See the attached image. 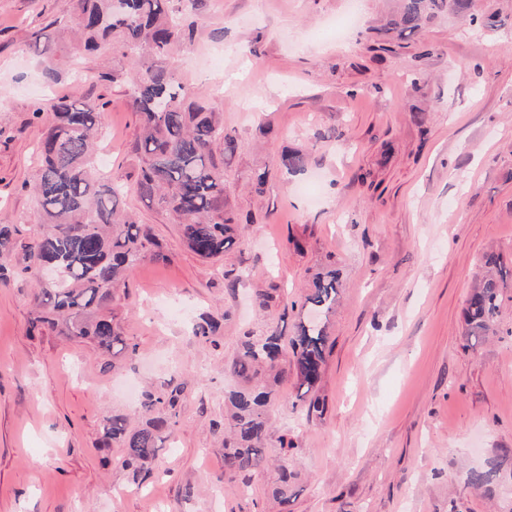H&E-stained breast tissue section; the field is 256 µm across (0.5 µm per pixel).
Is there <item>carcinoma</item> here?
Instances as JSON below:
<instances>
[{
    "label": "carcinoma",
    "instance_id": "carcinoma-1",
    "mask_svg": "<svg viewBox=\"0 0 512 512\" xmlns=\"http://www.w3.org/2000/svg\"><path fill=\"white\" fill-rule=\"evenodd\" d=\"M197 0H73V49L97 51L108 45L124 56L147 54L132 74L101 73L104 81L123 80L141 124L132 153L140 172L136 191L148 207L155 206L181 225L186 247L212 261L241 241L242 227L227 210L224 166L237 155L238 138L224 128L221 113L201 103H186L183 86L170 62L174 47L194 41L184 25L187 7ZM471 0H402L386 32L399 36L421 30L448 8L470 9ZM104 104L83 96L46 100L35 115L48 110L53 121L38 151L39 177L31 187L37 204L35 221L45 231L28 248L26 270L38 281L32 324L57 329L65 336L89 339L117 356L130 349L114 326L110 305L127 273L147 258L168 255L129 212L120 207L125 195L121 179L100 175L96 168L94 135ZM308 154L288 151L281 165L289 174L305 171ZM500 278L491 273L472 289L465 311V336L479 341L492 332L498 309ZM338 276L329 271L313 278L303 305L328 313L336 305ZM283 313L296 302L270 291H258L260 310L276 302ZM219 322L200 316L192 326L196 337L216 334ZM328 336L325 325L300 324L285 337L270 327L260 334L247 331L224 371L238 386L224 393V476L243 484L269 466L265 443L270 434L269 408L285 379L282 363L291 361L292 374L306 416L320 411L308 398L321 379ZM182 389L147 393L142 408L151 418L134 428L125 415H114L104 428L103 446L125 449L118 463L148 478L157 459L162 435L171 432ZM279 476L268 488L277 512H289L295 495V474L288 455L293 441L280 437Z\"/></svg>",
    "mask_w": 512,
    "mask_h": 512
}]
</instances>
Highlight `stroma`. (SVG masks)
Here are the masks:
<instances>
[{
  "label": "stroma",
  "instance_id": "35a3bbf8",
  "mask_svg": "<svg viewBox=\"0 0 512 512\" xmlns=\"http://www.w3.org/2000/svg\"><path fill=\"white\" fill-rule=\"evenodd\" d=\"M396 0H359L346 38L331 29L348 0H200L191 50H175L188 99L223 112L240 143L224 170L240 244L207 263L179 225L129 192L125 209L168 261L145 260L112 299L135 354L32 329L36 290L23 268L41 234L31 185L52 113L38 101L80 91L102 100L105 171L135 183L139 132L124 83L132 58L74 52L70 0H0V512H275L267 488L224 477V364L244 331L294 335L317 274L336 270L328 349L315 391L321 415L295 409L285 380L270 409L269 454L288 436L300 475L292 512H512V0H475L501 27L445 11L420 32L381 36ZM50 35L56 59L41 60ZM332 138H322L325 130ZM308 155L287 175L280 158ZM267 172L254 192L255 172ZM503 268L499 309L483 342L463 310L488 256ZM243 275L236 293L226 275ZM299 307L257 312L256 292ZM214 339L193 336L202 313ZM184 386L157 459L135 488L124 451L100 445L116 414L145 426V391ZM494 470L492 483L473 473Z\"/></svg>",
  "mask_w": 512,
  "mask_h": 512
}]
</instances>
